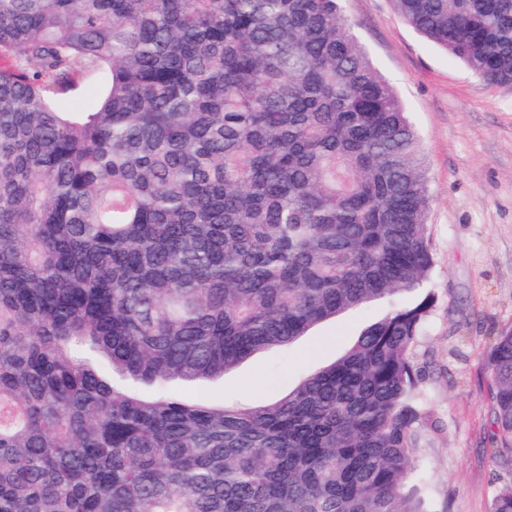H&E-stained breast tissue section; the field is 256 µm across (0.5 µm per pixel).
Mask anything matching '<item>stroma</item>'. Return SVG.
<instances>
[{
  "instance_id": "obj_1",
  "label": "stroma",
  "mask_w": 512,
  "mask_h": 512,
  "mask_svg": "<svg viewBox=\"0 0 512 512\" xmlns=\"http://www.w3.org/2000/svg\"><path fill=\"white\" fill-rule=\"evenodd\" d=\"M353 32L393 83L420 139L436 304L411 352L421 393L413 451L426 512H492L512 482L499 455L484 352L512 326V85H490L409 27L391 0H344ZM321 324L289 351L245 362L196 396L253 404L333 361L370 320Z\"/></svg>"
}]
</instances>
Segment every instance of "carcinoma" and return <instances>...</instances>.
Masks as SVG:
<instances>
[{
    "instance_id": "cac0c4a2",
    "label": "carcinoma",
    "mask_w": 512,
    "mask_h": 512,
    "mask_svg": "<svg viewBox=\"0 0 512 512\" xmlns=\"http://www.w3.org/2000/svg\"><path fill=\"white\" fill-rule=\"evenodd\" d=\"M392 2L512 83V0ZM0 55V512H423L429 185L342 0H0ZM380 305L276 398L169 391ZM485 363L512 455V326ZM73 81L72 88L63 98L64 109L67 112H88L98 102L103 84L80 71L73 73Z\"/></svg>"
}]
</instances>
